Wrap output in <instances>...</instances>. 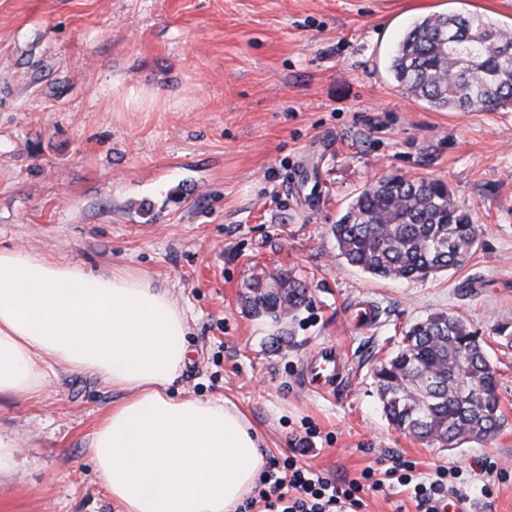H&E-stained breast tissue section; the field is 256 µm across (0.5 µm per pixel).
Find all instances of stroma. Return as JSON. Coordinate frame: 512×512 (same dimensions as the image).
<instances>
[{
  "mask_svg": "<svg viewBox=\"0 0 512 512\" xmlns=\"http://www.w3.org/2000/svg\"><path fill=\"white\" fill-rule=\"evenodd\" d=\"M512 29V0H0V248H37L96 273L149 276L184 308L182 393L229 400L264 457L304 447L331 477L397 455L430 479L461 470L466 512H512V110L437 112L408 97L390 58L431 13ZM447 184L478 227L465 265L379 279L337 256L331 226L377 178ZM309 289L280 322L245 302L254 275ZM358 300L378 316L348 320ZM460 315L498 377L504 424L443 448L388 424L373 370L434 312ZM337 345L349 376L307 389L300 368ZM56 368L40 400L0 399L21 450L0 512H121L89 450L118 400Z\"/></svg>",
  "mask_w": 512,
  "mask_h": 512,
  "instance_id": "1",
  "label": "stroma"
}]
</instances>
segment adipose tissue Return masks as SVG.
Here are the masks:
<instances>
[{
    "label": "adipose tissue",
    "instance_id": "1",
    "mask_svg": "<svg viewBox=\"0 0 512 512\" xmlns=\"http://www.w3.org/2000/svg\"><path fill=\"white\" fill-rule=\"evenodd\" d=\"M188 332L147 277L0 248V397L40 398L57 365L120 393L90 450L122 512H237L261 472L260 439L234 404L171 395Z\"/></svg>",
    "mask_w": 512,
    "mask_h": 512
}]
</instances>
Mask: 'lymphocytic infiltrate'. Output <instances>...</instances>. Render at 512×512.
<instances>
[{
  "label": "lymphocytic infiltrate",
  "instance_id": "1",
  "mask_svg": "<svg viewBox=\"0 0 512 512\" xmlns=\"http://www.w3.org/2000/svg\"><path fill=\"white\" fill-rule=\"evenodd\" d=\"M451 468L441 466L431 481L418 480L412 463L392 459L383 477L366 470L360 479H336L293 456L272 459L260 473L253 496L239 512H363L367 491L382 490L387 481L405 487L418 512H436L448 491Z\"/></svg>",
  "mask_w": 512,
  "mask_h": 512
}]
</instances>
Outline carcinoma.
Here are the masks:
<instances>
[{"mask_svg": "<svg viewBox=\"0 0 512 512\" xmlns=\"http://www.w3.org/2000/svg\"><path fill=\"white\" fill-rule=\"evenodd\" d=\"M390 70L436 110L512 109V30L478 13L431 14L399 41ZM331 232L347 265L407 281L462 267L478 239L444 182L402 176L363 189ZM250 290L253 312L275 320L307 300L306 285L282 273L253 277ZM374 377L388 422L426 443L458 448L502 427L497 376L478 336L452 314L412 324Z\"/></svg>", "mask_w": 512, "mask_h": 512, "instance_id": "obj_1", "label": "carcinoma"}]
</instances>
